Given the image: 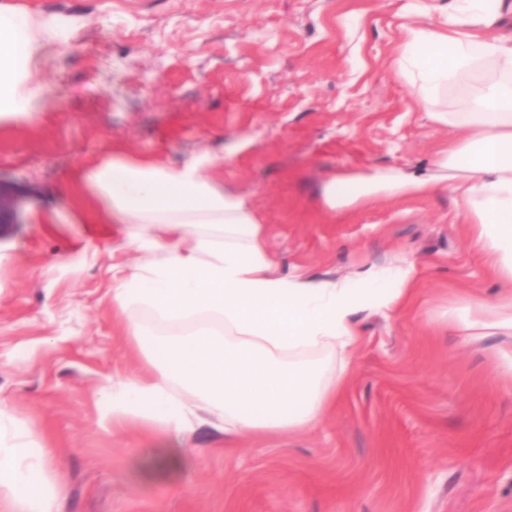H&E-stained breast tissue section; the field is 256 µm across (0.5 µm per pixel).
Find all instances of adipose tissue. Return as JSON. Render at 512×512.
Instances as JSON below:
<instances>
[{"instance_id": "ef3b65f1", "label": "adipose tissue", "mask_w": 512, "mask_h": 512, "mask_svg": "<svg viewBox=\"0 0 512 512\" xmlns=\"http://www.w3.org/2000/svg\"><path fill=\"white\" fill-rule=\"evenodd\" d=\"M505 0H451L445 21L408 29L398 65L416 102L456 135L444 152L471 226V244L512 285V35L490 36ZM36 49L29 19L0 9V112H23L43 90L25 84ZM468 77L462 111L442 110L448 85ZM83 180L123 221L140 253L116 277L112 306L145 305L176 324L165 336L126 332L145 348L155 374L113 384L112 415L182 430L202 411L232 437L285 434L317 424L334 406L361 339L364 311L407 304L412 262L363 266L335 281L283 277L268 258L264 226L222 182L198 165L178 168L108 159ZM431 180L368 168L340 173L326 188L331 207L433 191ZM451 325L483 336L512 334V298L471 302ZM53 454L0 402V504L5 512H55Z\"/></svg>"}]
</instances>
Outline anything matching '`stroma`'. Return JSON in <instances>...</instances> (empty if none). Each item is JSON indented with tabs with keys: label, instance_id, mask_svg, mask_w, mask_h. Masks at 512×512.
Masks as SVG:
<instances>
[{
	"label": "stroma",
	"instance_id": "stroma-1",
	"mask_svg": "<svg viewBox=\"0 0 512 512\" xmlns=\"http://www.w3.org/2000/svg\"><path fill=\"white\" fill-rule=\"evenodd\" d=\"M449 0H0L51 27L30 58L43 109L0 115V400L55 450L58 512H512V335L449 325L500 281L471 248L441 165L452 136L413 99L405 29ZM114 155L207 174L266 226L281 275L419 271L405 307L361 315L362 342L321 424L235 442L205 414L180 435L113 422V382L151 369L112 307L108 223L81 179ZM365 167L434 175L428 195L330 209ZM179 468L150 475L157 449Z\"/></svg>",
	"mask_w": 512,
	"mask_h": 512
}]
</instances>
